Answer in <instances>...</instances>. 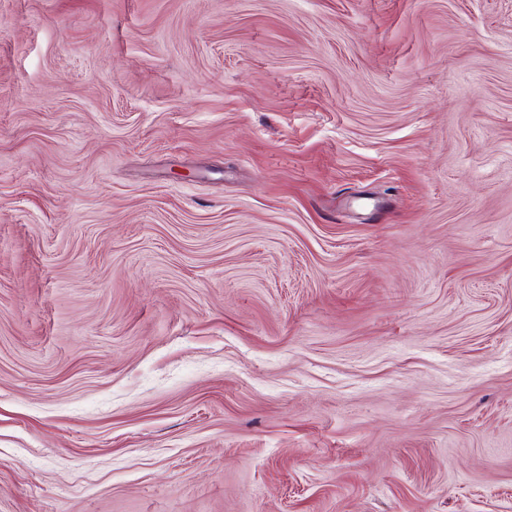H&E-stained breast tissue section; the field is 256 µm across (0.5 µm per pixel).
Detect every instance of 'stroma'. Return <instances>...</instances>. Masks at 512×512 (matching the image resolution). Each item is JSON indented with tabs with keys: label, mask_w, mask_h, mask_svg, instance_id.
I'll return each mask as SVG.
<instances>
[{
	"label": "stroma",
	"mask_w": 512,
	"mask_h": 512,
	"mask_svg": "<svg viewBox=\"0 0 512 512\" xmlns=\"http://www.w3.org/2000/svg\"><path fill=\"white\" fill-rule=\"evenodd\" d=\"M0 512H512V0H0Z\"/></svg>",
	"instance_id": "stroma-1"
}]
</instances>
